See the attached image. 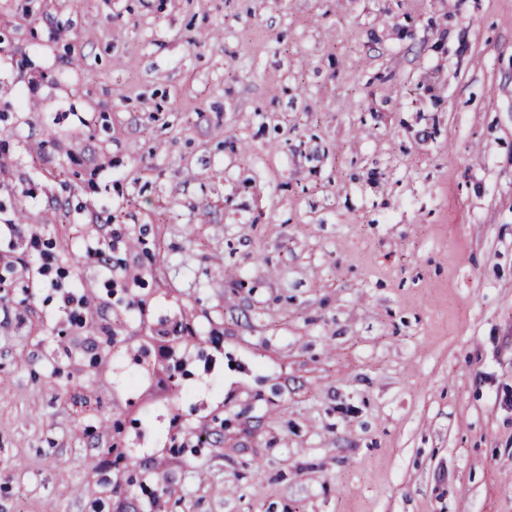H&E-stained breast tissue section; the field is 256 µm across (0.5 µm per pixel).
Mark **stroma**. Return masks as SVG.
I'll list each match as a JSON object with an SVG mask.
<instances>
[{"label":"stroma","mask_w":512,"mask_h":512,"mask_svg":"<svg viewBox=\"0 0 512 512\" xmlns=\"http://www.w3.org/2000/svg\"><path fill=\"white\" fill-rule=\"evenodd\" d=\"M0 155V512H512V0H0ZM97 225L98 237L93 245L86 248L85 257L93 264L97 265L98 269L112 275V265L110 261V250L114 244V239L110 230V224H95Z\"/></svg>","instance_id":"obj_1"}]
</instances>
